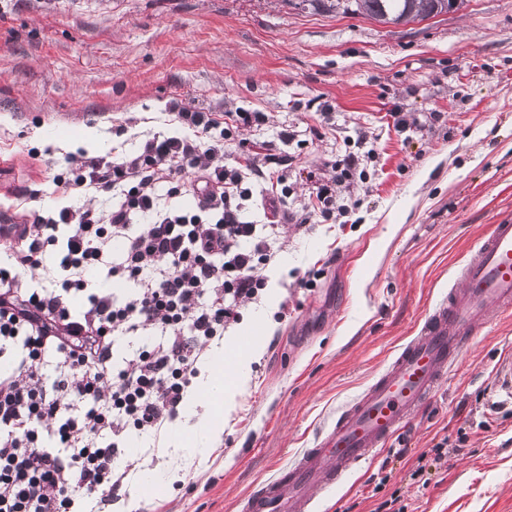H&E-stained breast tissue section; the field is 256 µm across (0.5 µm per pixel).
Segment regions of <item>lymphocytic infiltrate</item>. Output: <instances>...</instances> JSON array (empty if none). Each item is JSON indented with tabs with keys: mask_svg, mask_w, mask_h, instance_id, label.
Returning a JSON list of instances; mask_svg holds the SVG:
<instances>
[{
	"mask_svg": "<svg viewBox=\"0 0 512 512\" xmlns=\"http://www.w3.org/2000/svg\"><path fill=\"white\" fill-rule=\"evenodd\" d=\"M169 109L188 135L145 139L137 153L120 159L73 157L57 176L65 190L120 189L123 199L111 211L64 207L0 227L12 259L11 268L0 267V353L16 355L12 371L0 373V512H68L76 495L114 496L126 478L116 465L119 440L133 430L159 431L175 416L201 348L223 338L241 307L266 286L263 270L277 256L276 235L273 225L247 219L248 182L265 178V164L287 167L291 158L269 154L261 164H225L224 144L236 126L263 124L264 113L199 112L179 98ZM360 165L352 154L333 161L330 183L315 186L316 202L298 224L330 217L334 184ZM162 183L168 194L192 193L195 205L162 208ZM137 216L147 223L134 233ZM51 249L65 273L60 288L22 287L20 272L38 268ZM99 271L134 284L135 292H86L87 276ZM78 296L80 309H71L69 300ZM147 327L164 332V342L114 369L113 337ZM50 349L61 362L47 385L40 363ZM74 404L80 414L64 415ZM103 431L113 437L105 446L96 440Z\"/></svg>",
	"mask_w": 512,
	"mask_h": 512,
	"instance_id": "lymphocytic-infiltrate-1",
	"label": "lymphocytic infiltrate"
}]
</instances>
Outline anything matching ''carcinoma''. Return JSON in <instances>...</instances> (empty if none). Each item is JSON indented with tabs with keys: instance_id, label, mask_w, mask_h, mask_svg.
Listing matches in <instances>:
<instances>
[{
	"instance_id": "1",
	"label": "carcinoma",
	"mask_w": 512,
	"mask_h": 512,
	"mask_svg": "<svg viewBox=\"0 0 512 512\" xmlns=\"http://www.w3.org/2000/svg\"><path fill=\"white\" fill-rule=\"evenodd\" d=\"M313 10L358 16L381 24H408L448 13V0H302Z\"/></svg>"
}]
</instances>
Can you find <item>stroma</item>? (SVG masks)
I'll return each mask as SVG.
<instances>
[{
    "mask_svg": "<svg viewBox=\"0 0 512 512\" xmlns=\"http://www.w3.org/2000/svg\"><path fill=\"white\" fill-rule=\"evenodd\" d=\"M262 112L227 163L271 148L298 210L328 161L374 157L366 182L336 187L345 213L282 224L259 300L207 344L198 365L262 322L250 379L209 446L176 448L203 407H179L120 464L124 492L70 512H238L287 467L417 335L489 225L512 218V0L405 25L331 17L284 0H0V216L114 197L56 188L67 155H125L148 134L172 135L167 103ZM335 108L332 121L309 108ZM296 133L283 143L281 129ZM512 349V316L493 315L431 402L316 512H512V402L495 368ZM447 442L443 458L433 448ZM384 475L376 485L374 474Z\"/></svg>",
    "mask_w": 512,
    "mask_h": 512,
    "instance_id": "1",
    "label": "stroma"
}]
</instances>
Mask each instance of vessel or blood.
I'll return each instance as SVG.
<instances>
[{
	"label": "vessel or blood",
	"instance_id": "obj_1",
	"mask_svg": "<svg viewBox=\"0 0 512 512\" xmlns=\"http://www.w3.org/2000/svg\"><path fill=\"white\" fill-rule=\"evenodd\" d=\"M449 290L381 376L336 416L314 447L254 490L240 512H313L311 489L344 484L375 458L446 381L496 313H512V221L490 225Z\"/></svg>",
	"mask_w": 512,
	"mask_h": 512
}]
</instances>
